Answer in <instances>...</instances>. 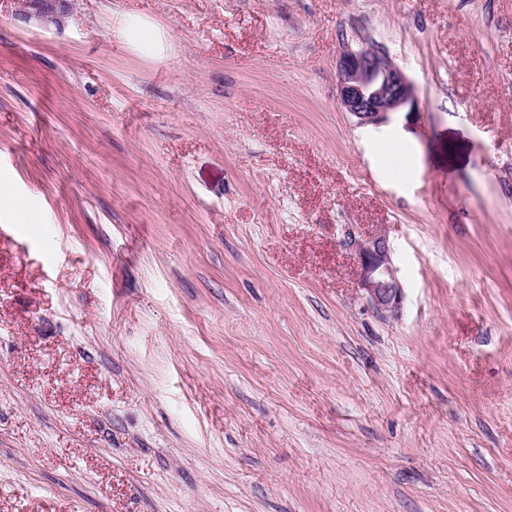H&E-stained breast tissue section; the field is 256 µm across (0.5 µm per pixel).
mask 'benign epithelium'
Segmentation results:
<instances>
[{
  "label": "benign epithelium",
  "mask_w": 512,
  "mask_h": 512,
  "mask_svg": "<svg viewBox=\"0 0 512 512\" xmlns=\"http://www.w3.org/2000/svg\"><path fill=\"white\" fill-rule=\"evenodd\" d=\"M66 0H29L25 18L44 28L60 26L58 8ZM336 91L342 108L362 127L402 122L411 126L420 112L415 87L403 70L388 57L369 49L343 53L336 64ZM346 245L359 260L360 287L379 312L397 315L403 288L391 257L387 237L376 234L358 239L348 234Z\"/></svg>",
  "instance_id": "benign-epithelium-1"
}]
</instances>
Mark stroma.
<instances>
[{
	"mask_svg": "<svg viewBox=\"0 0 512 512\" xmlns=\"http://www.w3.org/2000/svg\"><path fill=\"white\" fill-rule=\"evenodd\" d=\"M23 9L0 0V512H512V0ZM361 48L413 126L341 107ZM348 230L388 237L398 315ZM64 2L66 0L28 1L24 16L26 20L35 19L46 29L51 26L60 27L58 8ZM340 105L362 127L403 122L410 127L420 112L415 87L388 57L369 49L343 53L336 64Z\"/></svg>",
	"mask_w": 512,
	"mask_h": 512,
	"instance_id": "obj_1",
	"label": "stroma"
}]
</instances>
